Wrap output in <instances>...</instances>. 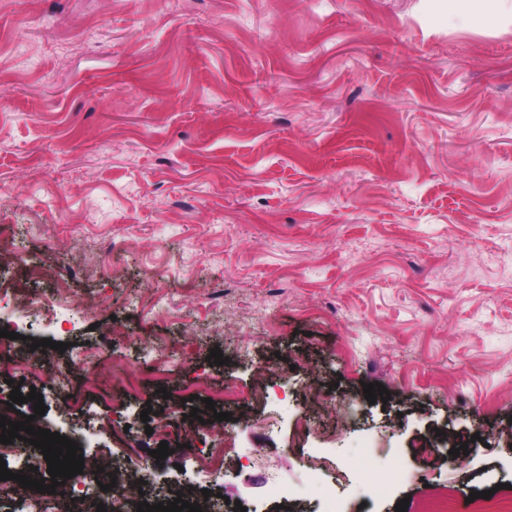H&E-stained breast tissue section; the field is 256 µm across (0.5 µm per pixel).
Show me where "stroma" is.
I'll list each match as a JSON object with an SVG mask.
<instances>
[{"label":"stroma","instance_id":"obj_1","mask_svg":"<svg viewBox=\"0 0 512 512\" xmlns=\"http://www.w3.org/2000/svg\"><path fill=\"white\" fill-rule=\"evenodd\" d=\"M0 44L1 398L41 393L87 466L137 461L132 497L512 506L511 23L432 0H0ZM196 396L231 413L222 436L188 421ZM164 419L193 443L160 461ZM220 444L223 479L198 478L194 448Z\"/></svg>","mask_w":512,"mask_h":512}]
</instances>
